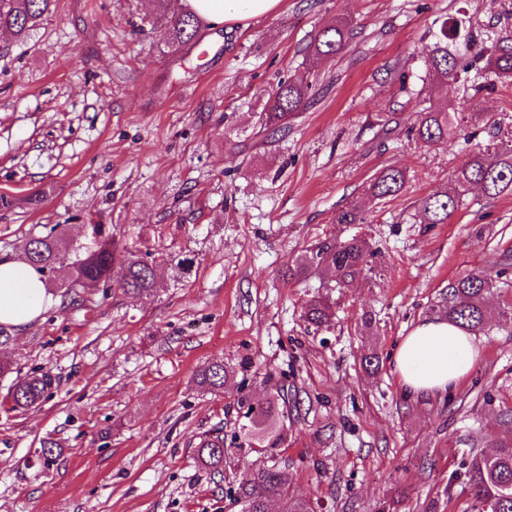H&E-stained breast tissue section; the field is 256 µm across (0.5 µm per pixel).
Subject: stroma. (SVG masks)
<instances>
[{"label": "stroma", "mask_w": 512, "mask_h": 512, "mask_svg": "<svg viewBox=\"0 0 512 512\" xmlns=\"http://www.w3.org/2000/svg\"><path fill=\"white\" fill-rule=\"evenodd\" d=\"M151 0H57L25 43L0 34V257L60 226L77 244L103 225L127 250L188 256L158 270L149 300L116 287L85 302L47 298L0 358L50 372V398L0 413V512H237L195 463L200 438L243 422L239 394L287 386L296 406L279 453L313 512H478L463 474L512 428V193L468 190L445 224L416 220L470 154L512 144V79L487 74L426 87L443 22L512 39V0H283L246 24L201 26L172 52ZM353 34L334 58L307 46L337 21ZM311 90L279 141L258 132L278 81ZM454 104L467 137L428 146L410 133L424 108ZM404 189L375 199L383 167ZM358 202L363 220L340 224ZM366 240L373 269L346 288L291 271L321 241ZM496 282L477 332L480 360L449 395H405L391 366L402 336L436 318L448 284ZM329 298L328 325L307 321ZM376 354L377 369L366 354ZM221 361L224 389L197 386ZM58 441L43 468V439ZM406 173L395 166H386L375 174L368 185L371 196L384 199L398 195L406 184Z\"/></svg>", "instance_id": "35a3bbf8"}]
</instances>
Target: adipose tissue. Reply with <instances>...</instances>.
Here are the masks:
<instances>
[{"instance_id":"obj_1","label":"adipose tissue","mask_w":512,"mask_h":512,"mask_svg":"<svg viewBox=\"0 0 512 512\" xmlns=\"http://www.w3.org/2000/svg\"><path fill=\"white\" fill-rule=\"evenodd\" d=\"M282 0H179L181 9L214 27L274 13ZM41 274L22 258L0 261V323L21 329L41 315ZM480 358L474 338L444 319L417 324L398 345L394 370L405 392L428 396L452 390Z\"/></svg>"}]
</instances>
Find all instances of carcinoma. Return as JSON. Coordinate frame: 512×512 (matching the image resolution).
<instances>
[{
	"mask_svg": "<svg viewBox=\"0 0 512 512\" xmlns=\"http://www.w3.org/2000/svg\"><path fill=\"white\" fill-rule=\"evenodd\" d=\"M54 0H0V30L10 33L15 41L25 42L42 17L49 13ZM150 24L166 30L168 47L179 51L193 42L199 20L188 12L171 9V0H153ZM351 29L346 21L322 30L311 42L312 59L333 58L344 49ZM459 37L458 25L442 23L436 41L426 56L427 71L432 79L446 82L466 73L473 64L459 65V58L448 51V41ZM474 59L485 61L484 70L496 79L512 78V44L497 41L490 54L484 50ZM308 87L297 81H281L267 101L266 111L259 113L260 131L274 139L288 132V121L301 111L307 100ZM465 122L463 113L453 107L428 109L420 113L415 137L428 145H446L453 141ZM406 184V173L395 166H386L375 174L368 185L371 196L384 199L398 195ZM470 186L496 197L512 193V145L502 144L493 151L473 153L454 175V187L436 190L420 202V223L445 224L459 209L462 196ZM28 261L43 274L65 273L61 280L53 279L55 288L67 296L78 288H96L115 283L130 295L149 299L157 292L156 267L166 262L164 253L145 255L130 252L120 265H115L116 245L99 224L93 225L92 239L80 251L70 244L63 233L53 227L49 233L30 238L23 245ZM371 251L363 240L339 241L335 238L320 243L306 262L296 266L292 275L301 276L315 267L331 276L336 288H346L371 271ZM494 287V281L483 273H471L448 283V297L438 308L439 317L474 334L481 331L489 317L483 303L484 295ZM332 306L326 297L312 300L306 308L307 320L317 326L329 322ZM15 374L6 400L0 408L6 413L22 412L41 404L50 394L54 378L48 372L21 374L10 363H0V376ZM229 377L222 362H213L196 374V382L209 389H221ZM244 443L233 437L224 445V432H211L195 446V462L212 476L224 477V457L228 448L256 449L266 461L243 474L228 486L226 494L233 505L251 512H264L270 503L278 502L283 512H311L309 502L292 490L288 462L278 458L277 449L283 443L288 421V395L279 388L254 410L245 412ZM465 484L479 506L494 500L496 512H512V434L500 438L494 449L475 454L465 471Z\"/></svg>",
	"mask_w": 512,
	"mask_h": 512,
	"instance_id": "carcinoma-1",
	"label": "carcinoma"
}]
</instances>
